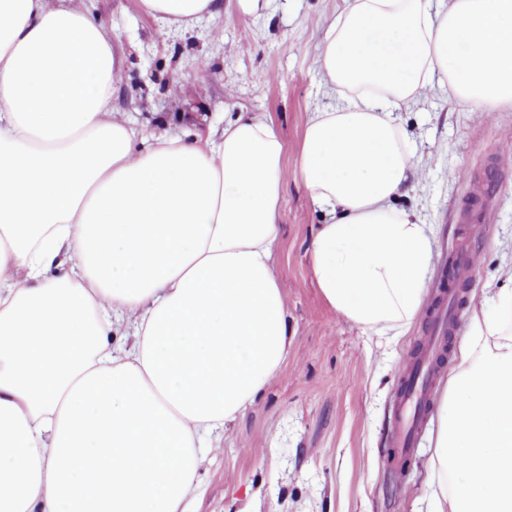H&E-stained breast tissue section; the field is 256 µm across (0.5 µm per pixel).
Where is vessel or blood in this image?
Listing matches in <instances>:
<instances>
[{
    "instance_id": "b4317fda",
    "label": "vessel or blood",
    "mask_w": 512,
    "mask_h": 512,
    "mask_svg": "<svg viewBox=\"0 0 512 512\" xmlns=\"http://www.w3.org/2000/svg\"><path fill=\"white\" fill-rule=\"evenodd\" d=\"M472 261L466 252L455 260L447 282L440 284L427 309L416 350L402 365L404 384L396 395L388 448V461L395 468H402L419 443L434 398V384L448 353V339L456 333L453 308L461 298L463 274Z\"/></svg>"
}]
</instances>
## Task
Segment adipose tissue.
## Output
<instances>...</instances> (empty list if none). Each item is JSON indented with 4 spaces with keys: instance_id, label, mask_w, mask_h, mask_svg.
Instances as JSON below:
<instances>
[{
    "instance_id": "1",
    "label": "adipose tissue",
    "mask_w": 512,
    "mask_h": 512,
    "mask_svg": "<svg viewBox=\"0 0 512 512\" xmlns=\"http://www.w3.org/2000/svg\"><path fill=\"white\" fill-rule=\"evenodd\" d=\"M190 26L216 0H140ZM300 175L324 222L326 302L407 328L436 242L397 208L414 176L393 117L425 89L512 108V0H347ZM111 26L68 0H0V512H187L208 448L280 369L275 274L284 144L240 116L208 137L112 117ZM473 308L441 404L433 512H512V289ZM125 325L130 345H113Z\"/></svg>"
}]
</instances>
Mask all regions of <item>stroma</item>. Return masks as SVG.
I'll use <instances>...</instances> for the list:
<instances>
[{
  "label": "stroma",
  "mask_w": 512,
  "mask_h": 512,
  "mask_svg": "<svg viewBox=\"0 0 512 512\" xmlns=\"http://www.w3.org/2000/svg\"><path fill=\"white\" fill-rule=\"evenodd\" d=\"M72 5L111 24L120 60L112 116L137 128L143 144L205 135L244 115L269 123L285 146L276 274L292 345L206 455L190 512H426L438 411L402 474L386 456L400 366L422 324L397 338L365 332L327 304L310 268L323 215L300 180L299 159L310 113L347 97L327 89L319 70L325 30L343 0H220L214 18L186 29L145 13L140 0ZM395 118L416 163L397 205L436 237L429 292L458 252L474 256L463 328L488 282H512V109L490 116L436 88ZM491 161V219L462 224L461 208Z\"/></svg>",
  "instance_id": "obj_1"
}]
</instances>
